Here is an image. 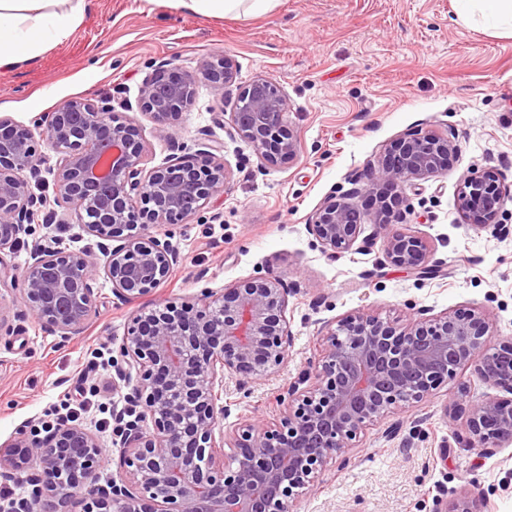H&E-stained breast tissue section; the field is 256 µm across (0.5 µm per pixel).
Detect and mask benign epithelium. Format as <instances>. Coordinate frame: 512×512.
I'll return each instance as SVG.
<instances>
[{"label": "benign epithelium", "mask_w": 512, "mask_h": 512, "mask_svg": "<svg viewBox=\"0 0 512 512\" xmlns=\"http://www.w3.org/2000/svg\"><path fill=\"white\" fill-rule=\"evenodd\" d=\"M220 93L235 80L229 58L206 61L201 74L164 63L139 89L138 106L164 137L193 104L199 79ZM231 116V134L252 146L264 165L298 158L288 124V100L259 77L244 86ZM57 155L54 165L35 139ZM224 143L141 166L144 144L133 123L115 113L112 99H70L32 126L0 116V286L18 287L42 328L66 340L95 316L99 279L112 295L133 301L164 283L178 262L170 236L157 226L181 224L224 192L228 169ZM457 145L434 131L408 134L384 151L364 188L331 195L311 216L307 230L334 259L364 250L378 231L397 220V190L412 187L448 167ZM52 177L53 200L36 190ZM374 197L379 224L363 235L365 213L353 198ZM512 189L496 173L466 176L456 205L464 223L507 235L497 218ZM68 207L67 224L98 238L96 249L68 251L49 243L31 253L23 269L7 263L31 224L50 205ZM57 215L47 210L45 217ZM385 257L419 277L436 274L428 242L399 229L386 236ZM292 288L275 277L220 290L203 288L188 301L168 302L131 317L119 345L140 417L123 437L119 477L109 491L95 488L101 465L97 436L60 422L39 438L25 429L0 445V475L34 467L31 500L56 512H295V503L329 465L358 447L366 430L386 414L419 403L455 381L465 367L500 394L461 399L449 420L463 421L457 438L468 446L512 443V339H490L489 317L471 308L441 315L422 309L404 324L356 311L321 338L318 355L279 394L278 419L245 420L224 433L230 412L221 404L224 377L247 396L259 376L283 365L292 335L286 311ZM229 459H224V444ZM436 512H484L464 494Z\"/></svg>", "instance_id": "1"}]
</instances>
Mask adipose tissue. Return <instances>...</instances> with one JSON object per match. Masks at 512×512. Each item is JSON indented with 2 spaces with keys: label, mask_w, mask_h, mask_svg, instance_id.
Segmentation results:
<instances>
[{
  "label": "adipose tissue",
  "mask_w": 512,
  "mask_h": 512,
  "mask_svg": "<svg viewBox=\"0 0 512 512\" xmlns=\"http://www.w3.org/2000/svg\"><path fill=\"white\" fill-rule=\"evenodd\" d=\"M275 0H176L202 16L241 12L263 14ZM463 20H481L494 34L512 38V0H455ZM88 0H0V69L10 70L36 59L47 48L67 41Z\"/></svg>",
  "instance_id": "ef3b65f1"
}]
</instances>
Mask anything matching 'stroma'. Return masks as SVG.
Here are the masks:
<instances>
[{
	"label": "stroma",
	"instance_id": "35a3bbf8",
	"mask_svg": "<svg viewBox=\"0 0 512 512\" xmlns=\"http://www.w3.org/2000/svg\"><path fill=\"white\" fill-rule=\"evenodd\" d=\"M222 56L234 64V82L220 94L199 83L180 126L158 138L138 107L143 79L162 62L194 71ZM259 76L288 99L299 146L293 164L265 166L216 123ZM109 97L141 131L144 168L217 139L230 182L173 227L180 259L159 288L123 303L103 284L95 317L69 339L45 331L18 296L0 299L10 324L0 332V444L19 427L72 411L107 448L109 475L117 477L122 448L101 425L110 404L127 403L129 389L118 378L127 322L203 288L264 276L294 287L286 312L294 341L284 364L256 380L249 397L227 390V429L277 418V396L313 360L322 335L357 310L403 323L423 308L440 314L463 305L487 313L496 338L512 337V236L464 224L455 204L474 170H492L512 185V38L464 23L454 0H279L262 15L224 18L173 0H91L66 43L0 72V115L24 124L71 98ZM428 129L453 140L457 152L446 172L405 191L396 226L427 239L442 270L419 280L383 264L380 237L371 251L327 259L307 231L312 214L332 191L368 177L392 141ZM46 234L76 252L95 244L80 225L37 224L13 263L24 266L34 239ZM463 388L476 398L491 392L467 368L422 402L382 417L349 463L330 464L297 512H435L438 501L467 492L484 499L487 512H512V444L489 454L454 440L448 412Z\"/></svg>",
	"mask_w": 512,
	"mask_h": 512
}]
</instances>
